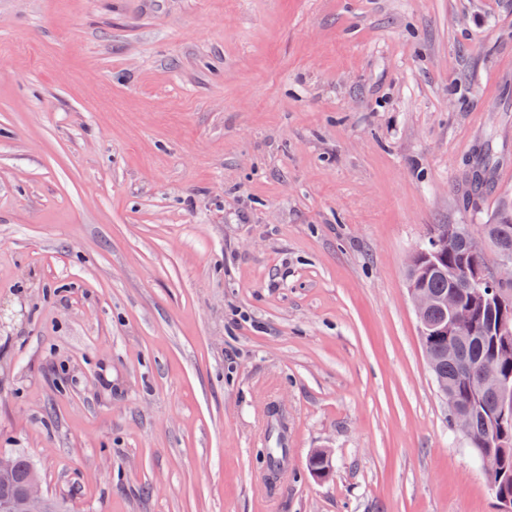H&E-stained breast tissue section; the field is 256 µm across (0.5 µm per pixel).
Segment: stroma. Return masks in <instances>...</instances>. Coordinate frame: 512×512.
<instances>
[{
    "label": "stroma",
    "mask_w": 512,
    "mask_h": 512,
    "mask_svg": "<svg viewBox=\"0 0 512 512\" xmlns=\"http://www.w3.org/2000/svg\"><path fill=\"white\" fill-rule=\"evenodd\" d=\"M507 206L512 0H0V451L68 512H496L406 257Z\"/></svg>",
    "instance_id": "stroma-1"
}]
</instances>
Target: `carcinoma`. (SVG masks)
<instances>
[{
    "label": "carcinoma",
    "instance_id": "obj_1",
    "mask_svg": "<svg viewBox=\"0 0 512 512\" xmlns=\"http://www.w3.org/2000/svg\"><path fill=\"white\" fill-rule=\"evenodd\" d=\"M457 228L456 224L434 226L436 232L425 248L429 255H441L440 269L426 270L421 264L408 271L407 279L421 281L436 295L448 294L454 285L449 270L468 253V243L458 235ZM486 239L496 251L512 257V218L486 225ZM460 304L474 323V332L461 343V351L474 365L471 375L459 376L457 357L449 348L453 341L450 336L426 337L425 353L433 360L434 381L448 385L473 413L476 426L469 444L482 463L491 465L497 495L512 502V413L502 412L495 393L478 390L480 371L486 363L492 364L499 376L512 380V343L506 344L495 335L498 310L488 300H475L463 290ZM13 458L14 470L0 477V493H13L34 468L24 456L15 454Z\"/></svg>",
    "mask_w": 512,
    "mask_h": 512
}]
</instances>
